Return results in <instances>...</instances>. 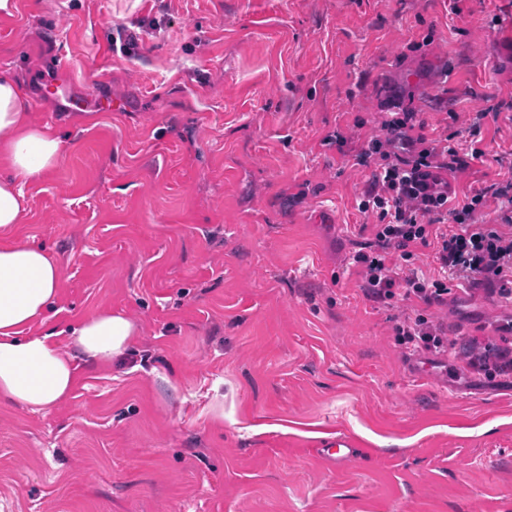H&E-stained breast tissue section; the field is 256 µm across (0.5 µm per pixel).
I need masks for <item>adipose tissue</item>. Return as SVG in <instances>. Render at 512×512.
I'll list each match as a JSON object with an SVG mask.
<instances>
[{"label":"adipose tissue","mask_w":512,"mask_h":512,"mask_svg":"<svg viewBox=\"0 0 512 512\" xmlns=\"http://www.w3.org/2000/svg\"><path fill=\"white\" fill-rule=\"evenodd\" d=\"M28 95L0 72V233L13 230L26 212L23 186L52 170L62 155L57 131L30 122ZM60 267L44 250L0 244V399L34 411L68 397L81 367L111 363L132 343L136 326L127 316L101 311L68 326L72 352H63L60 333L29 334L44 320L58 294Z\"/></svg>","instance_id":"obj_1"}]
</instances>
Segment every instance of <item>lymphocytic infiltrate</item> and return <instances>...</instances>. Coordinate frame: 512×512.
<instances>
[{
	"instance_id": "1",
	"label": "lymphocytic infiltrate",
	"mask_w": 512,
	"mask_h": 512,
	"mask_svg": "<svg viewBox=\"0 0 512 512\" xmlns=\"http://www.w3.org/2000/svg\"><path fill=\"white\" fill-rule=\"evenodd\" d=\"M506 110L512 111V101L478 112L460 148L428 137L416 109L393 92L374 131L364 133L357 121L349 134L336 136L340 144L360 139L352 160L372 170L358 194V210L375 222L370 240L351 256L363 296L379 305L402 303L405 312L393 332L403 349L452 357L488 377L512 375V318L493 322L490 335L458 339L433 311L447 307L452 277L467 281L470 290L512 301V169L471 189L461 202L449 181L484 157L481 124L499 120ZM421 248L433 252L432 272L416 265Z\"/></svg>"
}]
</instances>
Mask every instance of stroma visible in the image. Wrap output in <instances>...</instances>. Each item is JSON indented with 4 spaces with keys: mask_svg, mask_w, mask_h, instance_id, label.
I'll return each instance as SVG.
<instances>
[{
    "mask_svg": "<svg viewBox=\"0 0 512 512\" xmlns=\"http://www.w3.org/2000/svg\"><path fill=\"white\" fill-rule=\"evenodd\" d=\"M17 3L0 70L64 140L11 238L61 270L30 332L108 309L137 333L49 409L0 400V512H512V380L396 344L400 306L347 262L370 171L326 141L404 87L464 143L512 98V0ZM134 21L138 51H113ZM481 136L458 194L512 152L511 120ZM510 312L456 284L438 318L472 335ZM337 433L359 448L343 466L318 452Z\"/></svg>",
    "mask_w": 512,
    "mask_h": 512,
    "instance_id": "obj_1",
    "label": "stroma"
}]
</instances>
